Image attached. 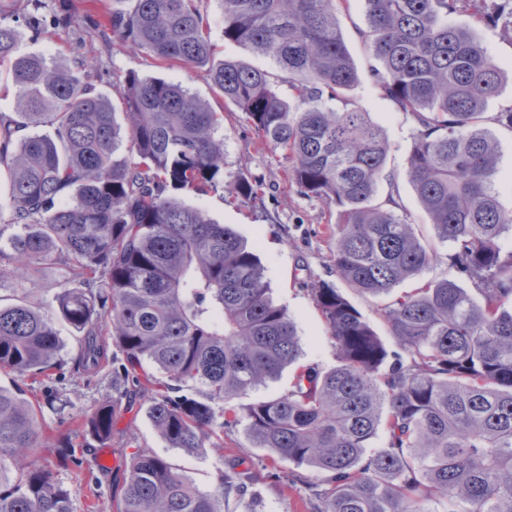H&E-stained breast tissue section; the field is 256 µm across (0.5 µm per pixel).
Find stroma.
Returning a JSON list of instances; mask_svg holds the SVG:
<instances>
[{
  "label": "stroma",
  "instance_id": "1",
  "mask_svg": "<svg viewBox=\"0 0 512 512\" xmlns=\"http://www.w3.org/2000/svg\"><path fill=\"white\" fill-rule=\"evenodd\" d=\"M205 7L217 57L238 59L269 72L276 80L280 96L291 99L293 91L288 82L282 81L276 64L269 58L254 55L242 45L225 40L224 21L216 0H206ZM337 18L358 72V83L349 97L384 129L390 146L387 177L379 185L376 200L381 203L388 195H395L404 212L418 224L423 243L433 252L434 259L418 276V284L449 277L450 248L437 240L406 175L414 123L409 115L400 112L378 91L375 71L379 64L360 36L366 27L361 0H354L351 8L340 9ZM450 22L472 32L506 72L498 92L485 104L483 125L498 143L500 170L512 173V127L497 120L499 113L512 110V38L504 37L499 28L479 21L474 10L469 8L452 15ZM96 65L111 81L122 79L130 71L154 76L162 73L151 58L118 45L101 49ZM162 74L181 82L223 113L225 180L247 177L264 183L261 195L255 200L243 203L218 192L196 199V206L257 246L275 301L297 323L303 363L323 368L334 366L335 350L310 291L311 284L317 281L334 286L339 283L328 246L330 229L335 223L334 209L300 195L296 188L283 187L280 156L258 143L240 112L215 98L203 71L174 69ZM60 282L61 270L56 265L45 266L37 278L22 286L14 278L5 277L0 279V302L8 304L25 294L48 303L59 292ZM58 329L63 339L59 357L69 371L66 381L60 384L41 382L0 371V385L21 387L27 398L43 403L56 397L69 400L70 411L74 414H91L104 397L120 398L122 386L113 382L111 370H104L90 380L71 373L78 353V337L67 324H59ZM147 406V394L137 393L132 407L121 410L117 416L111 447L82 454L80 478H73L68 471L61 472L60 477L76 512H86L87 506L93 503L98 504V512H112V497L125 462L141 449L165 458L203 491L214 489L219 472H237L238 460L247 444L242 427L225 431L223 448L206 447L198 453L187 454L167 447L157 436L146 416ZM252 458L265 464L268 478L248 487L243 496H230L224 504V512H315L314 493L323 480L321 473L267 459L259 451L253 452Z\"/></svg>",
  "mask_w": 512,
  "mask_h": 512
}]
</instances>
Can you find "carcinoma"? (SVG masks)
Returning a JSON list of instances; mask_svg holds the SVG:
<instances>
[{
  "mask_svg": "<svg viewBox=\"0 0 512 512\" xmlns=\"http://www.w3.org/2000/svg\"><path fill=\"white\" fill-rule=\"evenodd\" d=\"M39 0H0V80L18 88L0 112V180L10 219L0 224V277L18 286L45 264L65 276L49 304H0V370L52 380L62 373L57 323L82 333L76 369L150 392L147 416L170 448L224 445L245 422L249 447L327 474L318 512H512V209L499 200L498 150L481 126L503 69L448 16L468 0H362L365 41L380 60L383 95L413 116L407 175L456 280L423 284L380 314L408 359L388 348L352 301L311 285L336 352L323 369L300 363L294 320L271 296L254 246L183 200L225 191L241 201L260 184L224 183L223 117L178 82L130 72L121 109L97 87L86 33L149 56L162 69L198 68L258 140L280 154L285 182L336 208V276L373 298L427 268L433 253L394 196L375 203L388 141L348 103L357 71L336 3L217 0L224 39L269 57V73L215 55L204 0H85L46 23ZM512 0L479 12L496 26ZM64 33L72 58L24 53L25 38ZM123 113L117 121L116 112ZM125 152H119L122 140ZM124 354L109 356L107 341ZM294 368L287 392L237 413L235 401ZM117 403L71 418L55 460H41L42 407L0 385V512H74L57 469L75 448L112 447ZM382 446L373 448L378 436ZM246 482L220 473L203 492L150 450L126 467L117 512H223Z\"/></svg>",
  "mask_w": 512,
  "mask_h": 512,
  "instance_id": "cac0c4a2",
  "label": "carcinoma"
}]
</instances>
